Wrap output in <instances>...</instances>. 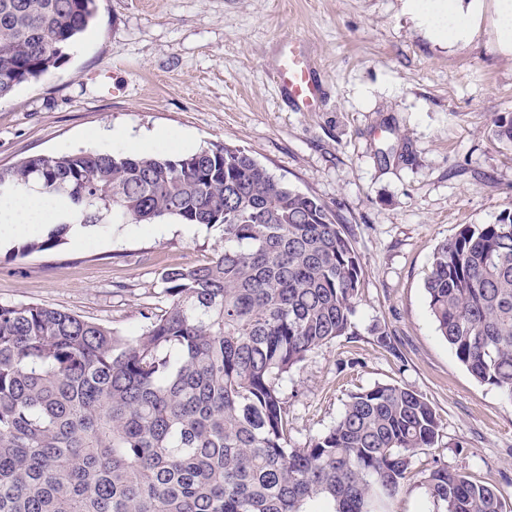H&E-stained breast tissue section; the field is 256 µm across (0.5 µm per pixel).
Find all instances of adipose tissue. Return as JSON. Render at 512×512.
I'll use <instances>...</instances> for the list:
<instances>
[{"instance_id": "adipose-tissue-1", "label": "adipose tissue", "mask_w": 512, "mask_h": 512, "mask_svg": "<svg viewBox=\"0 0 512 512\" xmlns=\"http://www.w3.org/2000/svg\"><path fill=\"white\" fill-rule=\"evenodd\" d=\"M409 9L426 32L451 42L465 40L474 24L468 0H410ZM55 208V199L47 194L1 198L0 237L8 241L13 233L46 224L49 212Z\"/></svg>"}]
</instances>
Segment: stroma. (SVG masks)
I'll return each instance as SVG.
<instances>
[{
  "label": "stroma",
  "mask_w": 512,
  "mask_h": 512,
  "mask_svg": "<svg viewBox=\"0 0 512 512\" xmlns=\"http://www.w3.org/2000/svg\"><path fill=\"white\" fill-rule=\"evenodd\" d=\"M469 40L431 39L406 0H96L60 67L0 100V167L80 150L167 156L244 149L276 179L321 199L362 268L348 333L314 350L283 384L288 445L328 431L352 393L396 384L440 421L415 452L394 512H437V467L495 487L512 512V398L458 362L430 314L435 248L512 208V53L492 0ZM294 40L322 87L299 112L274 74ZM122 132L104 139L100 130ZM159 132L174 143L155 142ZM220 227L98 224L28 255L0 246V303H38L134 336L169 307L163 272L203 264ZM390 336L392 347L378 343Z\"/></svg>",
  "instance_id": "1"
}]
</instances>
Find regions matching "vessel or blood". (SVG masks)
Masks as SVG:
<instances>
[{
  "mask_svg": "<svg viewBox=\"0 0 512 512\" xmlns=\"http://www.w3.org/2000/svg\"><path fill=\"white\" fill-rule=\"evenodd\" d=\"M275 79L287 92L296 110H317L322 98L321 87L314 68L301 51L292 46L284 50Z\"/></svg>",
  "mask_w": 512,
  "mask_h": 512,
  "instance_id": "b4317fda",
  "label": "vessel or blood"
}]
</instances>
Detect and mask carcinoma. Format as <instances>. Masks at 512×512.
Wrapping results in <instances>:
<instances>
[{
    "mask_svg": "<svg viewBox=\"0 0 512 512\" xmlns=\"http://www.w3.org/2000/svg\"><path fill=\"white\" fill-rule=\"evenodd\" d=\"M94 12L95 0H0V99L57 68ZM492 136L512 144V116ZM0 185L58 200V226L25 253L74 224L224 232L208 262L163 272L170 306L139 335L0 304V512H392L410 455L439 437L422 394L358 392L329 431L288 447L281 381L347 334L360 284L325 203L227 145L33 155L0 168ZM425 289L457 360L512 397V209L440 244ZM426 484L445 512H503L467 475L438 467Z\"/></svg>",
    "mask_w": 512,
    "mask_h": 512,
    "instance_id": "carcinoma-1",
    "label": "carcinoma"
}]
</instances>
